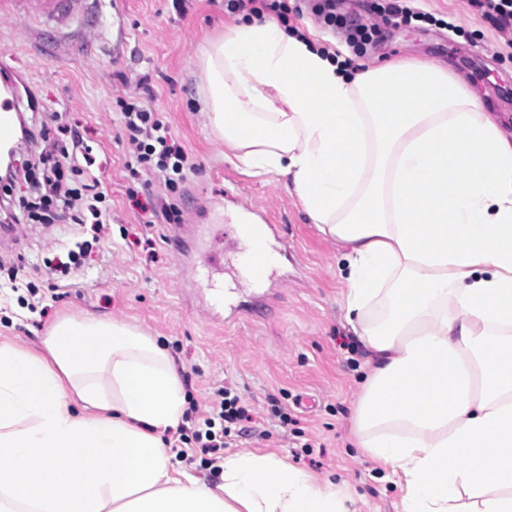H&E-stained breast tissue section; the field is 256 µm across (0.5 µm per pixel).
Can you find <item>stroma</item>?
Here are the masks:
<instances>
[{"label": "stroma", "instance_id": "stroma-1", "mask_svg": "<svg viewBox=\"0 0 512 512\" xmlns=\"http://www.w3.org/2000/svg\"><path fill=\"white\" fill-rule=\"evenodd\" d=\"M319 2L288 0L302 9L289 14V26L340 50L356 67L413 58L449 64L512 133V29H500L471 0H414L424 17L407 26L374 12L380 0H336L337 12L378 28L358 53L314 14ZM183 7L179 13L172 0H90L68 28L0 22L5 74H21L38 98L28 125L72 126L92 148L111 207L90 253L59 279L61 297L47 315L20 302L0 273V341L40 348L66 316L130 323L167 347L200 412L222 385L249 406L252 420L227 438L225 454L267 449L336 482L350 512H400V486L381 479L347 441L365 351L340 306L342 252L311 224L284 180L248 175L225 159L202 115L199 64L203 47L224 32V0H183ZM145 76L153 106L197 164L174 198L178 224L160 217L147 223L141 201L167 191L130 178L118 141L116 101ZM236 208L275 227L271 247L280 265L259 286L234 278L243 249L227 213ZM81 232L77 224L14 225L0 239V261L19 264L25 280L38 281ZM208 256L223 264L232 300L217 301L212 288L193 279L192 264ZM275 403L291 424L271 418Z\"/></svg>", "mask_w": 512, "mask_h": 512}]
</instances>
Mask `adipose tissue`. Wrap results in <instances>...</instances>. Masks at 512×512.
I'll use <instances>...</instances> for the list:
<instances>
[{
    "instance_id": "1",
    "label": "adipose tissue",
    "mask_w": 512,
    "mask_h": 512,
    "mask_svg": "<svg viewBox=\"0 0 512 512\" xmlns=\"http://www.w3.org/2000/svg\"><path fill=\"white\" fill-rule=\"evenodd\" d=\"M201 68L214 136L345 249L356 447L402 512H512V137L444 64L352 72L273 19L230 21ZM186 409L170 354L123 321L0 342V512H348L259 448L214 487L177 470Z\"/></svg>"
}]
</instances>
